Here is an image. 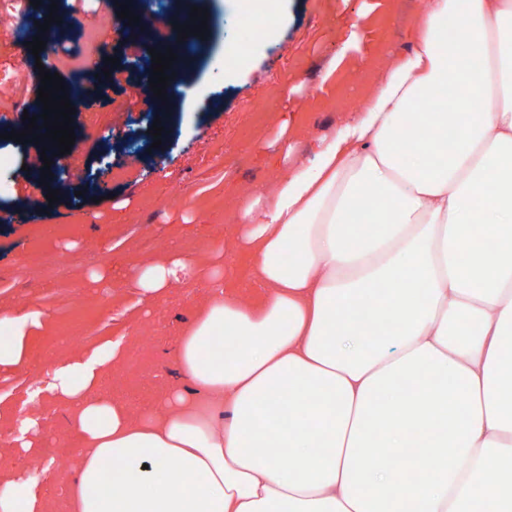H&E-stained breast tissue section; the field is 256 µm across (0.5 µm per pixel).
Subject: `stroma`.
<instances>
[{
  "label": "stroma",
  "instance_id": "35a3bbf8",
  "mask_svg": "<svg viewBox=\"0 0 512 512\" xmlns=\"http://www.w3.org/2000/svg\"><path fill=\"white\" fill-rule=\"evenodd\" d=\"M176 2L208 12L212 40L188 77L208 93L197 111L173 112L162 140L150 133L146 89L118 65L103 92L84 101L97 126L65 157L55 204L38 177L41 146L0 138V213L10 216L0 222V306L35 303L44 313L24 365L0 374V400L14 409L44 387L54 354L80 355L132 325L125 363L106 371L97 392L136 414L149 407L172 378L181 329L210 298L211 267L220 266L228 292L249 276L250 258L232 245L237 208L268 195L291 164L309 162L411 50L423 11L422 0H267L274 19L248 42L230 82L224 46L238 38L242 0ZM173 250L197 264L196 278L140 300L138 268ZM49 253L68 264L69 293L42 278ZM93 270L107 281L93 282ZM138 353L145 363L133 381L128 362ZM42 413L45 452L67 466L80 437L60 406L44 403Z\"/></svg>",
  "mask_w": 512,
  "mask_h": 512
}]
</instances>
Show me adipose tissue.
I'll return each instance as SVG.
<instances>
[{"mask_svg": "<svg viewBox=\"0 0 512 512\" xmlns=\"http://www.w3.org/2000/svg\"><path fill=\"white\" fill-rule=\"evenodd\" d=\"M456 14L426 0L355 116L245 201L234 245L259 291L214 288L154 407L95 393L123 339L52 359L45 390L83 440L68 512H512V0H469L453 39ZM441 86L455 111H417ZM366 196L368 231L348 221ZM195 272L173 251L136 286L155 299ZM42 317L0 307V372ZM43 436L35 410L9 432L34 466L0 473V512H56Z\"/></svg>", "mask_w": 512, "mask_h": 512, "instance_id": "ef3b65f1", "label": "adipose tissue"}]
</instances>
